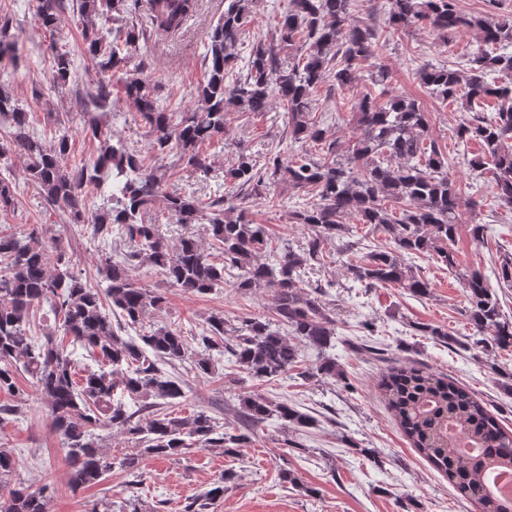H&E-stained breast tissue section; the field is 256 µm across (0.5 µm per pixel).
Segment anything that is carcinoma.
Listing matches in <instances>:
<instances>
[{"label":"carcinoma","instance_id":"1","mask_svg":"<svg viewBox=\"0 0 512 512\" xmlns=\"http://www.w3.org/2000/svg\"><path fill=\"white\" fill-rule=\"evenodd\" d=\"M353 0H289L275 35L252 45L241 56L251 0H228L224 14L207 35L203 82L196 88L201 106L177 114L167 111L155 88L131 73L151 66L138 55L147 29L137 20L146 16L150 30L176 35L183 19L199 10V0H81L84 54L103 77L91 83L79 101L89 131L98 140L96 156L69 169L71 152L65 126L50 140L31 129L29 115L5 90L0 91V122L9 124L0 140V160L24 158L28 182L45 201L62 210L76 226L91 223L95 238L106 243L120 234L134 243L121 262L106 252L98 258L100 287L88 288L76 274L64 249L50 250L42 225L15 234L0 232V391L16 393V375H28L48 401L51 426L63 441L69 482L79 490L96 485L117 466L142 478L139 457L114 461L103 450L101 432L120 431L145 445L144 452L178 458L189 449L221 448L237 455L252 443L256 429L269 419L285 428L308 427L312 417L286 401L245 395L233 419L235 432L224 431L206 411L179 417L156 410L185 396L175 364L190 363L208 375L224 359L249 377L270 381L286 373L303 343L323 351L335 346L336 322L321 299L298 287L306 266L320 260L324 243L344 237L346 217L355 216L387 245L360 253L359 242L343 243L349 278L364 288L391 286L414 296L431 292L428 280L413 272L408 261L427 256L455 273L466 288L468 320L481 347L512 348V317L505 315L499 296L480 269L458 268L459 189L449 171L448 153L428 138L429 113L414 97L366 91L353 117L360 134L341 154L314 112L313 92L326 81L344 90L365 63L377 57L381 34L352 19ZM389 25L395 30L423 26L447 41L463 32L476 35L477 52L456 65H424L417 72L421 85L444 102L461 104L468 113L456 129L461 142L477 152L467 160L477 176L491 175L498 206L512 209V14L497 18L466 13L459 0H389ZM67 0H38L41 27L60 35ZM112 22L108 36L99 34L97 20ZM13 19L0 16V60H15ZM124 72L123 93L129 107L147 127L148 149L167 165H146L121 141H112L95 115L112 103V74ZM74 77L70 52L55 51L53 86L64 87ZM279 100L294 141L322 145V154L308 151L272 153L263 166L241 151L235 163L217 173L206 152L214 142L228 141L225 112L264 115ZM181 167L212 180L222 177L231 194L215 191L200 198L168 187L169 170ZM287 178L312 200L288 211L293 224L310 230L306 247L273 249L268 229L248 218L245 204L270 184ZM103 191L104 206L89 221L84 196L88 186ZM163 198L167 213L178 224H209L215 251L195 238L169 243L155 224L144 222L148 205ZM15 204V182L8 167H0V209ZM55 258H50V253ZM149 263L161 268L169 283L188 293L208 295L224 287L226 277L239 271L232 287L238 291L270 288L273 320L245 318L231 325L224 315L208 317L192 351L182 331L160 326L136 336L151 310L166 304L165 292L151 290L131 275V268ZM498 284L512 288V253L503 251L493 270ZM112 306L105 312L103 302ZM47 306L58 320V333L43 338L30 334L34 309ZM423 336L449 343L448 331L434 324L418 326ZM81 348L110 369L78 375L75 349ZM379 386L387 408L410 445L448 478L460 495L481 512H512L508 499L490 488L488 474L512 470V432L472 391L454 379L417 364L393 363L381 374ZM154 402L135 411L126 400ZM459 431L475 448L462 455L449 435ZM18 467L10 450L0 448V512H52V496L31 491L14 481ZM236 474L227 471L213 486L184 506V512H213L224 497V485Z\"/></svg>","mask_w":512,"mask_h":512}]
</instances>
